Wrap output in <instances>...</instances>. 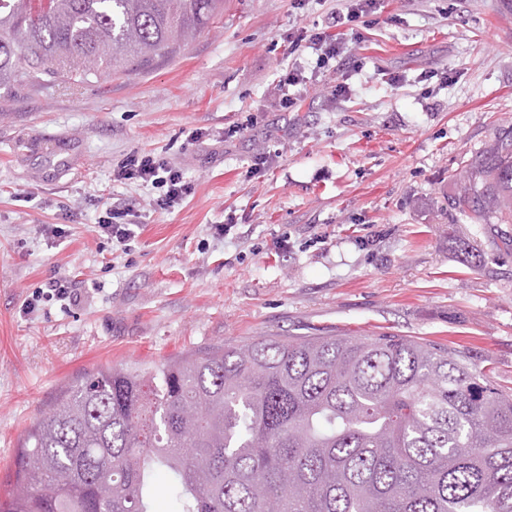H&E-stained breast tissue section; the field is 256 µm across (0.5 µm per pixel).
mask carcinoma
<instances>
[{
    "label": "carcinoma",
    "instance_id": "cac0c4a2",
    "mask_svg": "<svg viewBox=\"0 0 512 512\" xmlns=\"http://www.w3.org/2000/svg\"><path fill=\"white\" fill-rule=\"evenodd\" d=\"M224 0H0V87L146 69ZM452 206L512 224V127ZM512 512V398L405 336L262 337L88 372L27 430L0 512Z\"/></svg>",
    "mask_w": 512,
    "mask_h": 512
}]
</instances>
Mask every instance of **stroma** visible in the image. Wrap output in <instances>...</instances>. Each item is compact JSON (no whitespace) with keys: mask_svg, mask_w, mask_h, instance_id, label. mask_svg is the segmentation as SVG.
<instances>
[{"mask_svg":"<svg viewBox=\"0 0 512 512\" xmlns=\"http://www.w3.org/2000/svg\"><path fill=\"white\" fill-rule=\"evenodd\" d=\"M336 7L224 0L213 27L148 69L0 89V482L84 373L263 336L430 340L512 396V224L448 203L472 154L512 126V6L381 0L281 111L277 76L316 59L289 54V33H337ZM133 152L181 168L193 193L161 210L152 187L114 180ZM264 152L268 170L248 177ZM119 202L139 210L125 251L96 224ZM57 279L79 305L36 300Z\"/></svg>","mask_w":512,"mask_h":512,"instance_id":"1","label":"stroma"}]
</instances>
